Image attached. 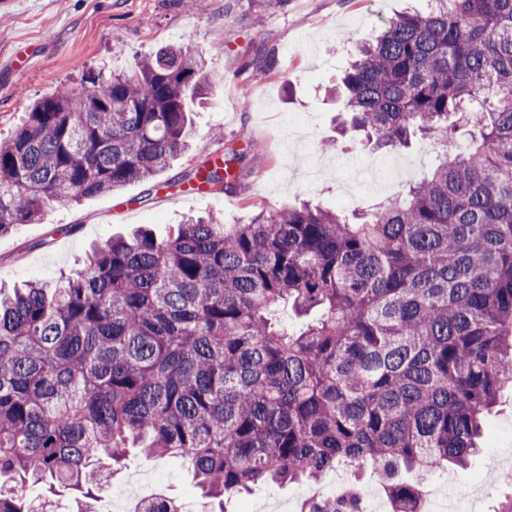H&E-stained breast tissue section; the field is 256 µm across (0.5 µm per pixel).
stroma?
Returning <instances> with one entry per match:
<instances>
[{
	"instance_id": "35a3bbf8",
	"label": "stroma",
	"mask_w": 512,
	"mask_h": 512,
	"mask_svg": "<svg viewBox=\"0 0 512 512\" xmlns=\"http://www.w3.org/2000/svg\"><path fill=\"white\" fill-rule=\"evenodd\" d=\"M426 0H0V139L19 127L28 106L68 86L84 89L90 75L115 74L169 46L203 59L211 87L192 113L194 137L152 180L48 207L35 224L0 237V286L51 281L82 269L96 243L138 226L167 235L184 216L215 214L244 224L258 208L310 200L346 213L368 210L419 180L437 156L414 139L402 150H364L358 132L337 134L340 101L326 89L347 66L353 42L379 32ZM30 55L27 73L17 57ZM241 152L232 192L183 198L176 182L214 152ZM512 465V404L487 415L482 448L464 467L433 479L478 489L473 512H494L512 486L501 479ZM181 500L205 512L181 461L131 458L112 479ZM302 486L268 484L224 502L225 512H300Z\"/></svg>"
}]
</instances>
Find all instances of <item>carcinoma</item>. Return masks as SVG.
I'll use <instances>...</instances> for the list:
<instances>
[{
  "label": "carcinoma",
  "instance_id": "1",
  "mask_svg": "<svg viewBox=\"0 0 512 512\" xmlns=\"http://www.w3.org/2000/svg\"><path fill=\"white\" fill-rule=\"evenodd\" d=\"M432 2L358 45L328 90L364 148L446 147L465 129L403 193L351 215L303 201L247 224L190 217L97 244L53 287L0 291V512H46L30 483L89 512L102 461L121 469L135 441L189 460L211 512L339 464L375 470L393 512H420L425 477L467 465L512 387V0ZM92 84L36 100L0 144V237L151 180L188 149L210 88L181 47ZM239 160L178 184L228 192ZM286 308L317 316L292 330ZM307 512L361 505L351 490Z\"/></svg>",
  "mask_w": 512,
  "mask_h": 512
}]
</instances>
